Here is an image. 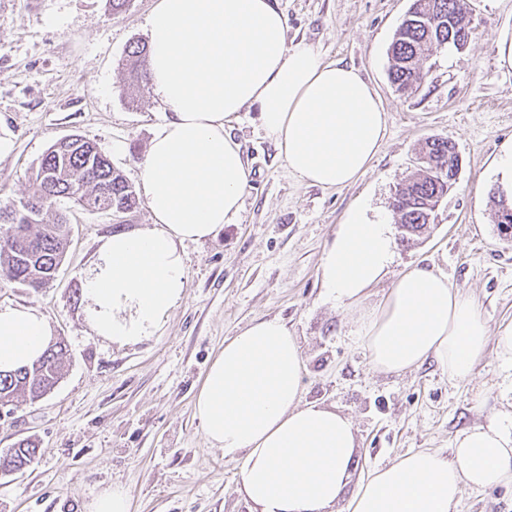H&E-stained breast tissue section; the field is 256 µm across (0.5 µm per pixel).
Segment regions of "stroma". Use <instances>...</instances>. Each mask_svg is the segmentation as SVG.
Returning <instances> with one entry per match:
<instances>
[{
	"instance_id": "obj_1",
	"label": "stroma",
	"mask_w": 512,
	"mask_h": 512,
	"mask_svg": "<svg viewBox=\"0 0 512 512\" xmlns=\"http://www.w3.org/2000/svg\"><path fill=\"white\" fill-rule=\"evenodd\" d=\"M465 48L434 50L414 92L388 79V48L410 0H274L289 45L354 66L377 92L387 132L371 169L355 184L325 189L293 177L266 138L257 111L231 133L251 169L238 223L180 246L188 284L161 328L128 346L97 336L85 317L84 281L102 240L152 226L146 202L122 221L61 198L69 220L54 280L34 290L0 271V307H32L64 342L68 361L44 398L15 399L0 419V454L22 440L39 452L23 471L0 473V512H89L94 497L126 486L130 512H252L236 465L205 437L194 402L226 339L257 319L277 318L305 358L302 398L349 417L358 439L355 479L423 448L449 450L482 410L512 412V372L487 349L468 382H450L434 362L399 375L374 372L352 315L329 301L320 261L347 209L367 203L397 223L394 193L429 138L456 142L459 180L428 234L397 243L393 276L440 267L472 293L495 327L512 324V239L494 221L496 163L512 144V68L499 48L512 40V0H470ZM156 0H0V200L26 198L28 177L56 142L82 136L139 186L149 141L163 113L150 89L131 86L130 45L149 39ZM458 512H512V485L464 488Z\"/></svg>"
}]
</instances>
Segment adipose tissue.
<instances>
[{
	"label": "adipose tissue",
	"mask_w": 512,
	"mask_h": 512,
	"mask_svg": "<svg viewBox=\"0 0 512 512\" xmlns=\"http://www.w3.org/2000/svg\"><path fill=\"white\" fill-rule=\"evenodd\" d=\"M148 72L165 117L141 173L152 227L106 237L85 278L95 333L127 345L153 335L188 283L180 244L238 223L250 180L229 132L240 113L261 126L297 179L354 184L384 142L386 114L352 66L310 46L288 45L272 0H157L148 19ZM395 242L384 218L353 205L321 258L322 286L337 307L358 310L357 338L371 368L400 374L435 361L449 380L473 378L488 343L512 367V325L492 328L475 297L436 266L403 274L374 308L369 291L391 271ZM51 330L30 307L0 308V371L32 364ZM304 355L277 319L226 340L195 399L207 440L238 465L254 512H457L464 488L512 483V413L493 412L459 432L451 451L419 450L353 482L351 420L301 398Z\"/></svg>",
	"instance_id": "ef3b65f1"
}]
</instances>
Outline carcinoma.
Masks as SVG:
<instances>
[{"label":"carcinoma","mask_w":512,"mask_h":512,"mask_svg":"<svg viewBox=\"0 0 512 512\" xmlns=\"http://www.w3.org/2000/svg\"><path fill=\"white\" fill-rule=\"evenodd\" d=\"M472 8L467 0H412L409 11L395 31L390 49L389 78L400 92L418 88L424 73L422 62L442 46L465 45L472 35L466 21ZM148 46L136 43L126 54V67L136 79L148 78ZM419 153L426 165L395 193L394 211L408 235H418L433 223L435 197L444 184L439 169L448 164V140L427 139ZM31 191L25 202L0 205L9 215L13 233L0 240V268L10 281L40 288L55 276L68 241L67 218L44 219V210L59 197L73 198L94 210L128 213L137 207L136 193L123 174L98 147L74 135L72 140L51 146L31 175ZM37 208L29 217L26 206ZM66 346L56 342L32 365L13 372H0V402L12 403L19 394L34 401L58 382ZM35 443L21 441L9 451V463L17 471L28 466L38 453Z\"/></svg>","instance_id":"1"}]
</instances>
